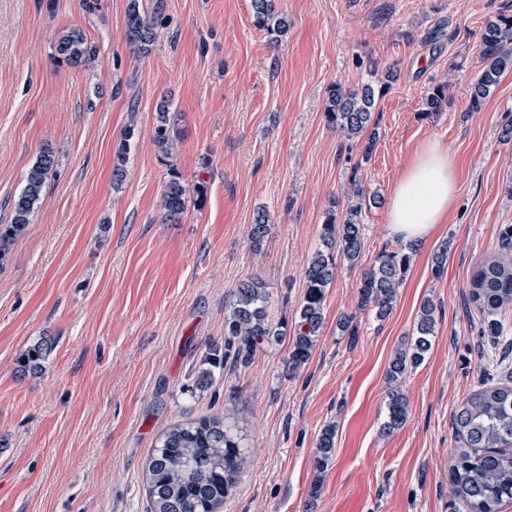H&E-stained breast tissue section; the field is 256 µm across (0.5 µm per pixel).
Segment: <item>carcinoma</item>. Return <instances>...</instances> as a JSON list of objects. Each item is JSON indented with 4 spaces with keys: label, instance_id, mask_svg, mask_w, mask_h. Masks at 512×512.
Listing matches in <instances>:
<instances>
[{
    "label": "carcinoma",
    "instance_id": "obj_1",
    "mask_svg": "<svg viewBox=\"0 0 512 512\" xmlns=\"http://www.w3.org/2000/svg\"><path fill=\"white\" fill-rule=\"evenodd\" d=\"M253 25L273 43L288 32V20L275 11L273 0H252ZM166 11L165 0H155L154 17L141 12L140 0H128L125 38L133 52L145 54L154 42L155 19ZM54 60L60 66L80 69L88 66L94 51L77 28L57 35ZM480 53L485 67L470 84L472 107L482 105L500 76L512 69V16L500 15L488 20L480 37ZM396 74L386 72L358 90H346L339 84L329 87L325 114L328 122L342 135L371 155L376 133L369 131L375 106L390 89ZM447 86L438 85L425 98V111H441L447 100ZM152 140L165 159L173 150L170 103L161 101L156 108ZM56 162L50 152L40 154L24 176V187L11 204L9 222L0 224V266L10 257L14 242L22 236L42 198ZM207 185L197 181L188 188L181 173L169 165L164 185L165 218L179 220L188 204L202 205ZM359 211L352 208L342 219L328 217L323 227L322 246L309 260L304 273L305 292L297 311L293 338L288 353V369L296 371L311 358L316 337L323 327L324 302L336 277V256L349 265H357L363 253L364 238ZM269 217L257 213L249 230L250 249L262 250L269 235ZM500 250L488 255L471 280L470 299L483 316L493 336L501 332L499 311L512 304V263L503 254L512 250V225L500 234ZM408 257L395 251H382L356 285L357 305L370 310L379 321L391 314L398 295ZM269 293L258 280H247L237 288L224 318V335L241 344V361L270 341L287 335L283 324L272 325L266 317ZM436 306L423 304L410 345L397 350L390 360L386 414L381 431L390 434L401 428L408 414L407 399L401 384L407 373L425 360L432 347ZM48 351V343L28 348L21 358L22 370L36 373ZM452 428L460 447L451 460L448 488L452 512H500L512 501V382L484 385L469 394L456 408ZM336 428L330 424L321 432L314 457V469L322 474L335 453ZM248 452L243 431L222 417L203 418L177 424L157 439L146 469L149 497L148 512H216L224 497L235 487L240 465Z\"/></svg>",
    "mask_w": 512,
    "mask_h": 512
}]
</instances>
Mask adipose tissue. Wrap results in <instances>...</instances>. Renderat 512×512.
Returning <instances> with one entry per match:
<instances>
[{
	"label": "adipose tissue",
	"mask_w": 512,
	"mask_h": 512,
	"mask_svg": "<svg viewBox=\"0 0 512 512\" xmlns=\"http://www.w3.org/2000/svg\"><path fill=\"white\" fill-rule=\"evenodd\" d=\"M457 197L456 164L438 141L425 142L413 164L391 191L390 231L405 241H421L443 223Z\"/></svg>",
	"instance_id": "ef3b65f1"
}]
</instances>
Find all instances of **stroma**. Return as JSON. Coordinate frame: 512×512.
<instances>
[{
	"label": "stroma",
	"mask_w": 512,
	"mask_h": 512,
	"mask_svg": "<svg viewBox=\"0 0 512 512\" xmlns=\"http://www.w3.org/2000/svg\"><path fill=\"white\" fill-rule=\"evenodd\" d=\"M288 34L272 43L251 0H167L152 49L126 43L127 0H0V221L27 168L52 151L56 171L25 234L0 267V512H147L146 462L175 424L226 416L249 451L221 512H450L448 477L460 402L512 376V305L488 336L471 279L512 224V70L472 110L484 67L481 33L512 0H274ZM444 39L425 43L434 24ZM78 26L96 59L57 65L59 32ZM394 68L377 102L370 158L327 121V90L357 89ZM448 87L425 114L433 86ZM174 150L151 138L161 98ZM132 139H125L127 127ZM437 140L457 164V200L425 241L390 234L387 200L420 146ZM124 160L126 180L112 188ZM206 180L202 207L164 219L168 165ZM358 178L363 197L347 195ZM360 206V263H336L308 363L288 369L290 337L236 362L224 317L239 283L267 289L268 315L290 323L304 268L329 213ZM270 232L247 238L257 210ZM447 249L442 277L431 271ZM409 257L390 316L357 307L356 285L381 251ZM432 348L402 389L406 424L380 427L394 352L410 343L424 301ZM352 318L355 335L338 322ZM51 342L41 372L23 353ZM224 359L222 367L209 363ZM335 425V454L316 476V443ZM319 491H312L313 481ZM270 225L269 217L265 211L258 212L254 223L251 224L249 230V244L250 249L257 253L260 252L264 246V243L269 235Z\"/></svg>",
	"instance_id": "35a3bbf8"
}]
</instances>
